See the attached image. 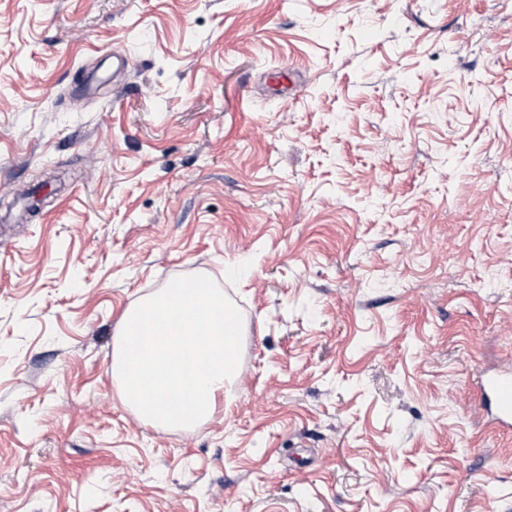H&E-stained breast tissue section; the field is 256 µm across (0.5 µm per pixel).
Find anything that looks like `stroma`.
Here are the masks:
<instances>
[{"instance_id":"35a3bbf8","label":"stroma","mask_w":512,"mask_h":512,"mask_svg":"<svg viewBox=\"0 0 512 512\" xmlns=\"http://www.w3.org/2000/svg\"><path fill=\"white\" fill-rule=\"evenodd\" d=\"M196 274L240 378L161 430L112 344ZM509 363L512 0H0V512H512ZM485 425L512 432V366L482 373L474 384Z\"/></svg>"}]
</instances>
